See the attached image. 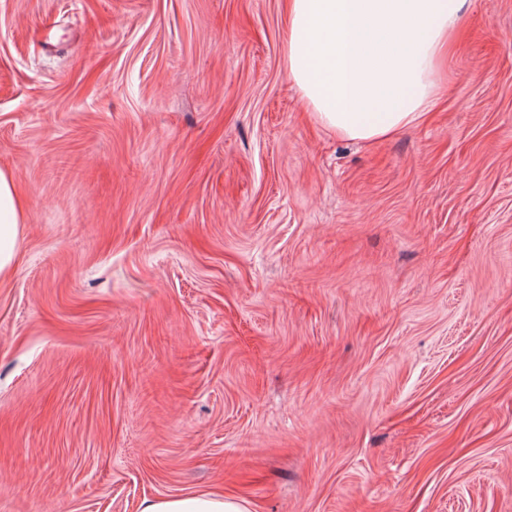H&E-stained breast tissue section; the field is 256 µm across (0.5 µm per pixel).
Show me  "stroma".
Instances as JSON below:
<instances>
[{
    "label": "stroma",
    "instance_id": "obj_1",
    "mask_svg": "<svg viewBox=\"0 0 512 512\" xmlns=\"http://www.w3.org/2000/svg\"><path fill=\"white\" fill-rule=\"evenodd\" d=\"M285 40L281 0H0V512H512V0L371 144ZM26 202L10 177L0 170V276L10 273L16 258L19 224ZM141 512H249L224 493H189L148 501Z\"/></svg>",
    "mask_w": 512,
    "mask_h": 512
}]
</instances>
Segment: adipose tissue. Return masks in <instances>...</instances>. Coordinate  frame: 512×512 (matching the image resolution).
Returning a JSON list of instances; mask_svg holds the SVG:
<instances>
[{"instance_id":"adipose-tissue-1","label":"adipose tissue","mask_w":512,"mask_h":512,"mask_svg":"<svg viewBox=\"0 0 512 512\" xmlns=\"http://www.w3.org/2000/svg\"><path fill=\"white\" fill-rule=\"evenodd\" d=\"M469 0H285L288 73L314 118L374 142L420 121L442 90ZM26 202L0 171V276L16 258ZM141 512H247L221 493L147 502Z\"/></svg>"}]
</instances>
